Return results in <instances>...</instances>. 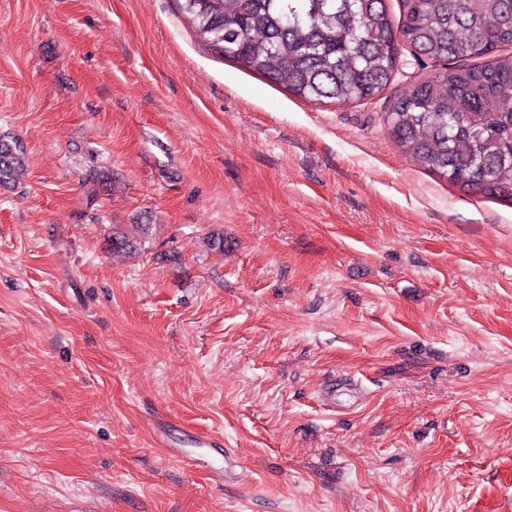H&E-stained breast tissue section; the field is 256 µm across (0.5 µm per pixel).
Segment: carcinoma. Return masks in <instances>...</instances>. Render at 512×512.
Wrapping results in <instances>:
<instances>
[{
    "instance_id": "carcinoma-1",
    "label": "carcinoma",
    "mask_w": 512,
    "mask_h": 512,
    "mask_svg": "<svg viewBox=\"0 0 512 512\" xmlns=\"http://www.w3.org/2000/svg\"><path fill=\"white\" fill-rule=\"evenodd\" d=\"M182 0L196 37L295 96L371 100L401 52L438 70L390 105L385 122L414 163L463 191L512 202V0ZM475 60L465 67L454 60ZM21 141L0 138V185L25 174ZM146 224L112 228L108 249L138 253Z\"/></svg>"
}]
</instances>
